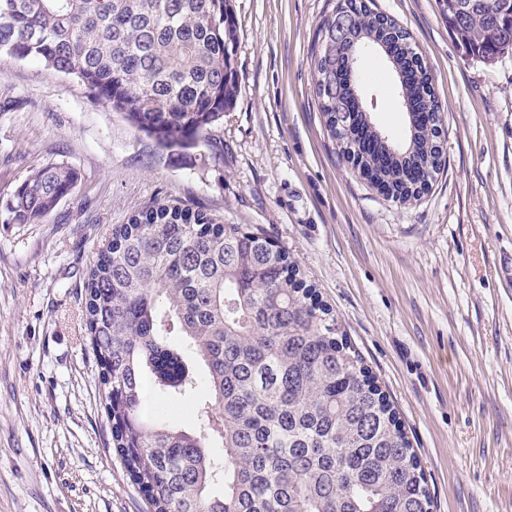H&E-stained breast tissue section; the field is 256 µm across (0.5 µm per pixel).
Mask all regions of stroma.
Here are the masks:
<instances>
[{"instance_id": "1", "label": "stroma", "mask_w": 512, "mask_h": 512, "mask_svg": "<svg viewBox=\"0 0 512 512\" xmlns=\"http://www.w3.org/2000/svg\"><path fill=\"white\" fill-rule=\"evenodd\" d=\"M365 2L411 34L443 106L446 165L411 203L354 170L318 109L312 56L338 0H233L238 95L183 155L73 76L0 66V203L47 164L80 176L39 222L0 212V512H148L112 449L84 283L113 225L173 200L289 251L390 396L434 512H512V56H470L442 0ZM361 73L399 133L393 74L373 55ZM144 389L149 418L196 430L199 393Z\"/></svg>"}]
</instances>
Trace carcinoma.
<instances>
[{"instance_id": "carcinoma-1", "label": "carcinoma", "mask_w": 512, "mask_h": 512, "mask_svg": "<svg viewBox=\"0 0 512 512\" xmlns=\"http://www.w3.org/2000/svg\"><path fill=\"white\" fill-rule=\"evenodd\" d=\"M445 7L470 55L493 64L512 53V0ZM374 17L343 0L323 20L315 93L342 154L405 203L441 170L435 93L409 32ZM354 45L384 53L399 83L414 76L401 87L407 133L385 136L371 122ZM235 46L232 0H0V63L32 59L76 77L171 151L196 148L233 104ZM78 181L47 165L4 209L16 224L38 222ZM84 313L104 363L113 449L149 512H433L388 396L316 286L261 229L156 201L112 228L85 281ZM147 375L172 395L204 381L196 431L144 419ZM216 438L221 458L205 452Z\"/></svg>"}]
</instances>
